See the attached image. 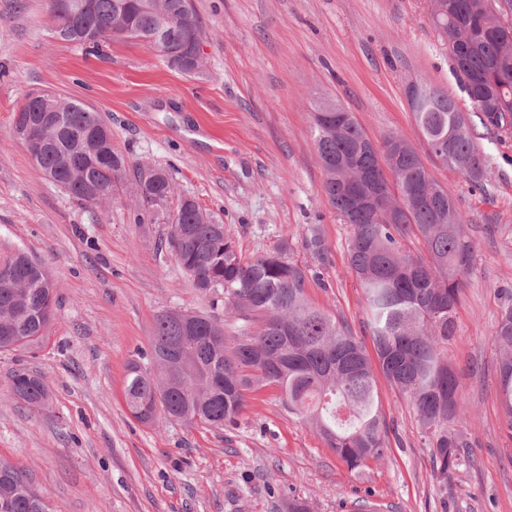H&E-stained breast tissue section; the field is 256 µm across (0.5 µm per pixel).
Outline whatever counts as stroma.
<instances>
[{
    "label": "stroma",
    "mask_w": 512,
    "mask_h": 512,
    "mask_svg": "<svg viewBox=\"0 0 512 512\" xmlns=\"http://www.w3.org/2000/svg\"><path fill=\"white\" fill-rule=\"evenodd\" d=\"M205 31L200 74L184 75L142 42L95 51L54 40L47 0H0V254L40 261L58 303L40 346L0 352V459L45 493L53 512H512V431L499 400L492 328L512 305V137L478 133L487 193L472 191L423 149L405 98L411 78L469 101L432 24L428 0H194ZM82 101L130 161L168 170L175 197L194 198L243 257L289 244L307 261L306 225H320L328 261L310 302L370 344L364 298L347 263L349 225L322 191L312 111L336 99L375 141L401 135L455 199L476 243L448 360L465 395L470 442L447 479L436 473L414 412L384 377V458L352 469L277 389L253 393L234 428L143 424L128 411L130 362L147 363L156 316L180 309L223 317L161 248L167 224L134 223L130 195L102 207L72 199L15 143L28 95ZM40 376L51 403L9 390L14 371Z\"/></svg>",
    "instance_id": "1"
}]
</instances>
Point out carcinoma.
I'll use <instances>...</instances> for the list:
<instances>
[{
    "instance_id": "1",
    "label": "carcinoma",
    "mask_w": 512,
    "mask_h": 512,
    "mask_svg": "<svg viewBox=\"0 0 512 512\" xmlns=\"http://www.w3.org/2000/svg\"><path fill=\"white\" fill-rule=\"evenodd\" d=\"M49 0L51 31L82 25L80 46L97 48L105 40L169 41L162 57L183 74L200 70L195 41L204 31L193 0H94V11L73 17ZM448 15L434 24L453 61V71L470 102L464 113L441 88L430 85L413 112L426 148L480 191L488 189L487 164L475 141L472 118L488 134H512L497 112H479L493 98L512 109V25L499 16L494 0H447ZM51 108L63 119L46 129L47 150L38 167L70 196L88 206L112 201L130 188L134 221L164 215L170 231L166 247L193 287L224 296L225 315L169 310L157 315L150 366L130 363L124 396L129 412L142 423L175 420L222 430L236 424L247 396L264 387L280 391L288 412L309 422L336 456L355 468L381 459L390 428L382 415L373 363L350 330L313 307L307 298L310 267L287 257L288 245L245 259L235 240L184 196L173 212L168 172L130 162L112 145V132L100 113L77 99L30 97L14 116L19 126L37 111ZM316 149L324 173L323 189L336 214L351 228L347 260L367 307L364 329L371 336L379 370L409 399L419 426L434 448L439 475L448 476L459 449L469 447L456 425L464 397L448 362V338L462 289L475 260V243L455 201L408 141L395 137L399 154L391 165L362 151L366 132L355 118L325 112L314 121ZM366 172L384 203L409 211L403 224L389 222L383 209L353 213L336 183ZM303 248L326 263L328 249L320 225L309 224ZM20 271L10 287L0 281V352L44 342L56 306L55 286L41 263L23 250L0 257L1 267ZM502 357L498 386L506 426L512 431V307L493 328ZM12 395L34 407L50 392L27 371L11 376ZM0 512H50L45 494L23 473L0 459Z\"/></svg>"
}]
</instances>
